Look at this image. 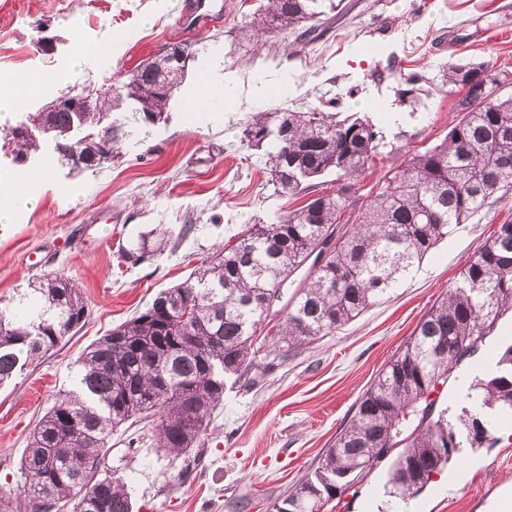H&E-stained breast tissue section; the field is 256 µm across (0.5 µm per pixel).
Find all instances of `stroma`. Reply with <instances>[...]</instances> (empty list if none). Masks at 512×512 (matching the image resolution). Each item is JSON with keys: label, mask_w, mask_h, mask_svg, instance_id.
Listing matches in <instances>:
<instances>
[{"label": "stroma", "mask_w": 512, "mask_h": 512, "mask_svg": "<svg viewBox=\"0 0 512 512\" xmlns=\"http://www.w3.org/2000/svg\"><path fill=\"white\" fill-rule=\"evenodd\" d=\"M187 2L0 0V30L25 48L19 56L0 55V78L12 82L34 67L61 76L57 88L25 99L9 119L13 126L66 93L128 80L166 43L188 42L193 50L165 122L126 124L121 158L77 170L45 144L22 165L32 177L16 185L13 217L0 223V306L16 305L50 274L74 280L90 314L78 332L0 384V490L21 488L28 435L59 392L76 388L78 360L90 344L187 280L245 225L269 224L296 208L295 199L269 185L262 152L241 142L252 113L316 107L326 96L338 98L343 114L372 121L385 135L386 153L359 179L357 196L365 201L390 169L440 143L459 119L454 97L442 91L417 104L401 102L396 91L409 77L437 83L447 62L485 61L500 76L495 93L512 94V0H346V12L328 31L301 45L288 33L263 45L239 34L260 0H223L221 23L203 30L193 29ZM42 38L51 50L37 48ZM79 41L116 51L105 60L87 56L76 70ZM205 73L219 84L232 81L236 93L195 114L185 102ZM279 84L288 86L287 95L258 99V90ZM507 220L512 196L456 227L357 319L275 359L258 387L225 388L201 437L202 461L191 472L182 460L147 445L129 447L127 433L114 432L108 463L131 490L137 512H274L277 499L334 443L395 350ZM155 228L166 233L163 251L137 265L120 258V246ZM508 344L511 314L437 393L438 408L460 414L467 404L462 382L489 371ZM497 428L495 448L462 449L461 463L449 464L419 495H389L381 467L334 512H496L512 489V420Z\"/></svg>", "instance_id": "stroma-1"}]
</instances>
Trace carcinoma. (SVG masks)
<instances>
[{"label": "carcinoma", "mask_w": 512, "mask_h": 512, "mask_svg": "<svg viewBox=\"0 0 512 512\" xmlns=\"http://www.w3.org/2000/svg\"><path fill=\"white\" fill-rule=\"evenodd\" d=\"M345 10L344 0H261L244 29L249 35L292 30L298 42H311L326 31L328 14ZM166 67L161 53L116 89L102 85L103 112L70 111L67 93L57 110L29 116L30 126L42 121L59 156L75 151L83 168H98L121 153L123 125L105 123L109 112L129 110L145 126L164 119L169 99L157 74ZM468 74L484 91L461 95V118L446 137L411 156L359 210V178L385 147L380 128L356 115L339 118L334 97L314 108L252 114L243 144L269 147L265 165L274 192L302 195L306 204L274 223L246 225L193 278L161 291L90 345L79 360L78 389L56 398L28 437L20 460L25 512H52L62 501L73 512H133L127 485L106 466L113 431H131L130 444L152 435L157 450L174 458L201 447L225 380L259 384L258 357L286 356L342 328L400 287L454 226L511 195L512 97L493 95L498 73L486 62H448L442 86L452 95ZM407 84L400 96L413 102L434 91L418 75ZM18 130H9L17 164L39 150L38 136ZM332 173L336 191H318V180ZM354 210L352 227L343 229L342 215ZM165 245L151 230L124 255L136 264ZM309 261L305 281L284 300L282 286ZM274 294L281 302L270 315L258 302ZM508 312L512 221L499 225L458 285L421 318L361 396L349 425L279 499V512H328L338 493L386 461L392 493L416 496L461 448L495 447L490 417H512V344L500 349L491 372L471 382L481 401L462 408L458 422L436 410L432 395L481 351ZM88 314L79 286L50 275L18 306L0 308V384L80 330Z\"/></svg>", "instance_id": "cac0c4a2"}]
</instances>
